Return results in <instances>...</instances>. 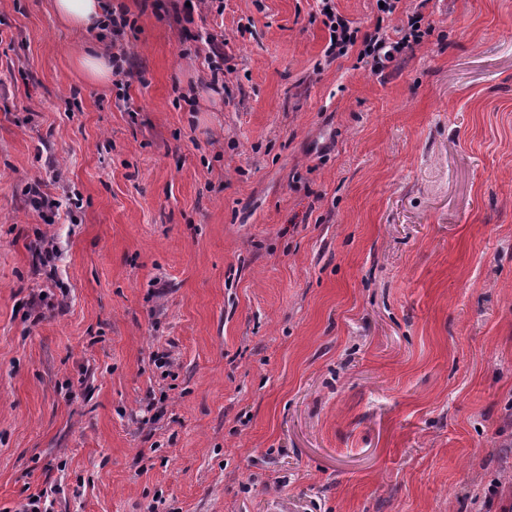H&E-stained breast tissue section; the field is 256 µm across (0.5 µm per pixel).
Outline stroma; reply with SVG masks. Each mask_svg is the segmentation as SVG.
Returning <instances> with one entry per match:
<instances>
[{
	"instance_id": "obj_1",
	"label": "stroma",
	"mask_w": 512,
	"mask_h": 512,
	"mask_svg": "<svg viewBox=\"0 0 512 512\" xmlns=\"http://www.w3.org/2000/svg\"><path fill=\"white\" fill-rule=\"evenodd\" d=\"M112 2L123 100L76 66L95 31L0 0V512H479L512 446V0H429L377 75L327 60L316 0L190 33ZM36 180L75 211L45 224ZM206 42L210 46V52L206 56L208 68L211 73V81L213 85H218L220 77L224 78V65L228 61L224 55V39L218 41L217 38L207 37Z\"/></svg>"
}]
</instances>
